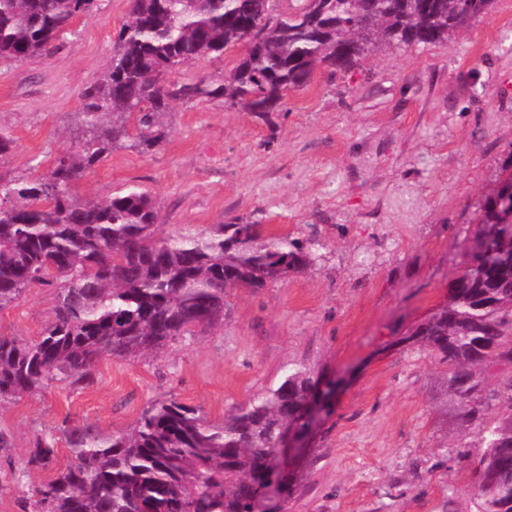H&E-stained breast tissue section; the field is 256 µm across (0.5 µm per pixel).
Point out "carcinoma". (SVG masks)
<instances>
[{
	"label": "carcinoma",
	"mask_w": 512,
	"mask_h": 512,
	"mask_svg": "<svg viewBox=\"0 0 512 512\" xmlns=\"http://www.w3.org/2000/svg\"><path fill=\"white\" fill-rule=\"evenodd\" d=\"M96 0H0V59L50 56ZM128 19L107 69L81 93L77 149L36 179L0 177V311L32 288L54 289L50 320L27 341L0 336V407L56 381L94 379L103 359L136 357L224 321L229 288H263L310 268L313 248L263 238L255 224L158 234L153 197L135 187L79 200L71 188L113 149L152 152L176 100L281 112L317 70L348 72L386 47L436 46L466 31L464 0H127ZM241 48L216 79H172L180 69ZM136 119L131 137L130 118ZM485 199L446 302L410 339L444 366L448 417L475 432L477 512H512V223ZM496 377L493 388L488 379ZM335 387L288 369L263 396L220 421L171 398L146 406L127 431L44 434L27 464L52 472L27 494L31 512H252L279 437L306 431L310 404Z\"/></svg>",
	"instance_id": "carcinoma-1"
}]
</instances>
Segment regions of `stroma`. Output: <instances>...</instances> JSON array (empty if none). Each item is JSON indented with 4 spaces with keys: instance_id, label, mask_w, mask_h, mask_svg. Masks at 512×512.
<instances>
[{
    "instance_id": "35a3bbf8",
    "label": "stroma",
    "mask_w": 512,
    "mask_h": 512,
    "mask_svg": "<svg viewBox=\"0 0 512 512\" xmlns=\"http://www.w3.org/2000/svg\"><path fill=\"white\" fill-rule=\"evenodd\" d=\"M126 0H99L50 56L0 60V127L15 147L0 176L37 178L75 147L79 94L112 55ZM151 153L114 150L75 188L136 186L159 206V233L209 231L238 218L314 242L288 280L230 289L222 325L157 354L100 361L89 385L50 384L0 410V512L45 481L35 438L80 425L130 429L174 398L210 419L279 384L289 366L338 382L293 463L282 512H476L446 424L443 367L406 336L446 301L480 205L512 163V0H494L448 45L371 54L318 72L265 118L220 100H178ZM53 295L32 289L0 311V335L36 339Z\"/></svg>"
}]
</instances>
